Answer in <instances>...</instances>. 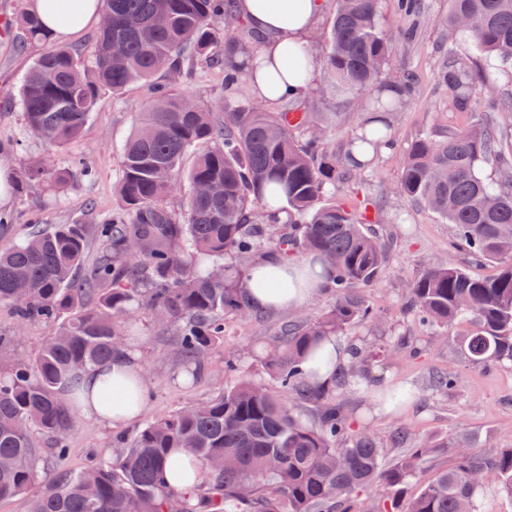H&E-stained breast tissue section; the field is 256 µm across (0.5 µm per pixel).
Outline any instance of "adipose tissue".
Segmentation results:
<instances>
[{
	"label": "adipose tissue",
	"instance_id": "1",
	"mask_svg": "<svg viewBox=\"0 0 512 512\" xmlns=\"http://www.w3.org/2000/svg\"><path fill=\"white\" fill-rule=\"evenodd\" d=\"M236 6L248 29L261 39L259 47L250 53L254 65L250 84L255 96L268 103L287 95L304 96L313 85L311 77L317 72V59L308 58L309 77L302 81L290 78L285 60L290 50L307 46V35L322 13L323 0H237ZM28 9L38 16L52 38L63 41L99 19L101 0H79L75 9L60 0H29ZM271 275L280 280V287H265L264 282ZM242 286L254 308L280 311L304 305L315 294L318 283L309 260H264L249 269ZM108 378L128 385L131 402L111 409L103 406L99 393ZM146 394L140 366L126 352L83 375L77 406L102 424L118 427L139 418Z\"/></svg>",
	"mask_w": 512,
	"mask_h": 512
}]
</instances>
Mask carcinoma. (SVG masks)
Returning <instances> with one entry per match:
<instances>
[{
	"mask_svg": "<svg viewBox=\"0 0 512 512\" xmlns=\"http://www.w3.org/2000/svg\"><path fill=\"white\" fill-rule=\"evenodd\" d=\"M109 24L99 29L91 60L66 47L40 54L20 89L26 133L50 146L76 141L102 94L132 83L148 90L142 122L122 151L118 193L122 208L99 224L38 225L0 249V305L20 323L55 326L31 357L0 362V501L27 494L28 512H475L487 474L512 499V448L482 452L451 437L416 442L385 465L405 432L387 442L354 430L337 395L369 379L363 347L339 368L335 385L310 381L314 364L329 356L321 343L373 318L359 289L377 282L388 244L370 229L371 217L327 198L353 181L380 145L394 148L390 115L418 92L407 74L382 95L381 77L392 44L382 29L378 0H336L324 52L326 85L369 92L365 106L379 125L352 138L358 152L333 153L327 131L307 134L310 112H266L227 103L224 122L192 102L189 92L158 85L161 71L181 72L189 56L224 64V89L234 90L250 63L214 56L215 23L248 36L232 0H105ZM448 65L439 84L465 110L485 93L492 115L442 139L423 136L405 153L399 191L453 225V246L498 271L477 277L453 263L430 267L411 284L406 312L420 326L455 325L471 318L460 347L473 365L512 362V0H448ZM465 36L483 56L482 76L456 62L453 42ZM20 51L46 40L37 17L14 23ZM197 149L187 172L181 162ZM495 163L498 180L482 167ZM69 177L38 160L23 173L28 187ZM187 181L208 188L189 193L177 212L166 199ZM263 201L257 212L253 203ZM96 256L86 265L91 242ZM267 247L287 259L308 252L331 257L327 286L335 304L317 319L291 320L260 348L258 358L278 390L253 380L235 357L224 359V389L212 398L146 423L133 436H113L115 454L76 473L59 471L43 484L47 460L36 435L53 437L64 460L75 418L61 398L88 368L131 348V313L145 304L173 327V348L187 366H203L224 344V320L255 310L240 286L250 261ZM411 392L382 394L401 408ZM182 448L202 471L183 491L166 486L171 453ZM445 455L417 494L405 488L423 478L426 464ZM43 489L35 494L38 485Z\"/></svg>",
	"mask_w": 512,
	"mask_h": 512,
	"instance_id": "cac0c4a2",
	"label": "carcinoma"
}]
</instances>
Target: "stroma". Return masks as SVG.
Segmentation results:
<instances>
[{
  "label": "stroma",
  "instance_id": "obj_1",
  "mask_svg": "<svg viewBox=\"0 0 512 512\" xmlns=\"http://www.w3.org/2000/svg\"><path fill=\"white\" fill-rule=\"evenodd\" d=\"M400 4L401 0L379 2L382 27L392 41L384 80L389 83L411 72L418 79L420 91L391 116L394 149L378 153L361 180L336 190L337 198L366 202L370 213L378 217L379 235L390 245L383 276L362 291L375 313L373 321L355 325L340 337L347 345L366 341L376 353L371 382L346 393L347 410L357 432L367 431L381 440L393 429L403 428L417 441L461 435L470 447L484 452L511 448L512 363L470 364L459 347L460 336L471 328L470 321L426 330L404 311L407 285L425 265L454 263L480 277L494 273L495 268L449 249L451 226L398 191L402 159L412 141L423 135L443 138L448 132L473 124L486 110L485 97L479 93L469 111H457L447 88L435 83V75L449 54H456L474 69L482 63L470 40L462 38L456 47H449L446 29L437 25V18L448 13V0H423L420 33L410 43L402 36L408 21ZM41 51V45L35 44L26 52H18L12 40L0 37V159L16 176L31 162L45 157L58 169L70 168L76 159L83 161L92 174L70 177L61 186L43 184L15 189L11 201L0 206L1 213L14 218L8 228L0 230V247L24 238L31 225L96 224L117 208L123 144L138 125L147 103L146 89L139 83L129 85L117 96L104 94L78 140L59 148L46 145L26 134L18 105L22 77ZM154 81H174L189 88L195 102L205 107L215 108L224 102V71L203 58L186 64L180 76L162 72ZM362 100V95L354 93L340 97L329 94L324 76L319 73L298 105L331 123L329 144L333 150L342 151L359 127ZM293 315L286 311L266 312L258 320L227 317L223 347L212 353L190 378L170 351L171 329L162 326L149 308L137 309L133 316L137 336L133 354L148 387L139 423L168 416L222 390L224 358L228 355L241 357L253 379L269 383L253 350L277 336L282 324ZM51 331L49 324H21L1 310L0 334L12 337L13 342L0 350V359L8 361L35 353ZM440 371L452 372L456 379L455 390L445 395L429 385L432 374ZM396 382L414 389L413 408L398 416L374 413L372 400L377 386ZM139 423L124 426L121 431L134 433ZM116 431L77 413L65 468L81 470L93 459L110 456Z\"/></svg>",
  "mask_w": 512,
  "mask_h": 512
}]
</instances>
